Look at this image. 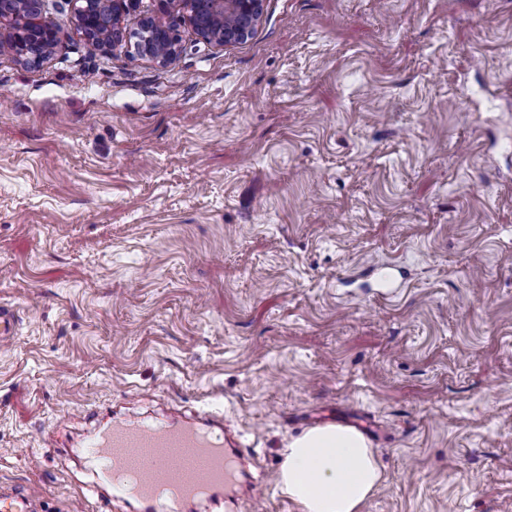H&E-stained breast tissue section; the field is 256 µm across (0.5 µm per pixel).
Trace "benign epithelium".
Here are the masks:
<instances>
[{"instance_id":"obj_1","label":"benign epithelium","mask_w":512,"mask_h":512,"mask_svg":"<svg viewBox=\"0 0 512 512\" xmlns=\"http://www.w3.org/2000/svg\"><path fill=\"white\" fill-rule=\"evenodd\" d=\"M68 19L94 49L107 53L124 43L132 53L159 66L180 52L176 25H189L200 38L218 45L247 40L263 13V0H156L141 14L136 27L128 16L140 0H71ZM61 26L44 17V0H0V47H12L27 66L48 60L60 43Z\"/></svg>"}]
</instances>
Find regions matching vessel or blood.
Wrapping results in <instances>:
<instances>
[{
    "label": "vessel or blood",
    "instance_id": "b4317fda",
    "mask_svg": "<svg viewBox=\"0 0 512 512\" xmlns=\"http://www.w3.org/2000/svg\"><path fill=\"white\" fill-rule=\"evenodd\" d=\"M20 318L0 305V342L19 332ZM217 415L206 413L195 422L153 425L121 417L86 444V454L105 489L101 512H203L219 506L226 490L238 486L241 451L225 447L214 428ZM0 512H35L25 487H0Z\"/></svg>",
    "mask_w": 512,
    "mask_h": 512
}]
</instances>
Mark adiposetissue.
Masks as SVG:
<instances>
[{
	"mask_svg": "<svg viewBox=\"0 0 512 512\" xmlns=\"http://www.w3.org/2000/svg\"><path fill=\"white\" fill-rule=\"evenodd\" d=\"M283 456L278 483L300 512H362L383 479L367 439L350 427L311 428Z\"/></svg>",
	"mask_w": 512,
	"mask_h": 512,
	"instance_id": "obj_1",
	"label": "adipose tissue"
}]
</instances>
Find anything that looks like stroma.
<instances>
[{"instance_id": "1", "label": "stroma", "mask_w": 512, "mask_h": 512, "mask_svg": "<svg viewBox=\"0 0 512 512\" xmlns=\"http://www.w3.org/2000/svg\"><path fill=\"white\" fill-rule=\"evenodd\" d=\"M178 30L165 66L0 54V486L77 512L108 416L213 411L257 512H298L281 451L326 423L384 471L362 512H512V0ZM20 318L16 311L7 305H0V342L13 339L19 332Z\"/></svg>"}]
</instances>
